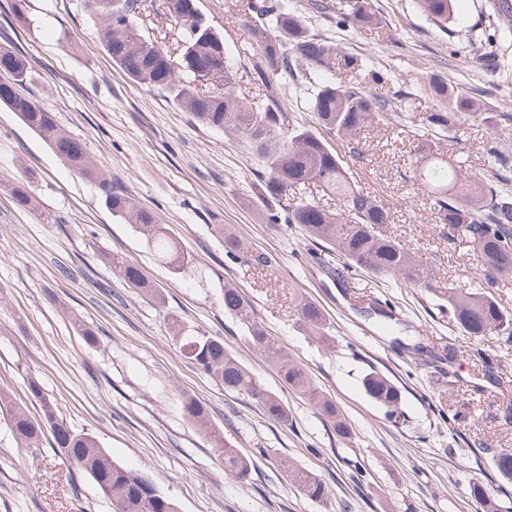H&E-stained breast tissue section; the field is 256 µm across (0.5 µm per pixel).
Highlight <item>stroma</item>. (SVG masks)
Returning <instances> with one entry per match:
<instances>
[{"label":"stroma","instance_id":"35a3bbf8","mask_svg":"<svg viewBox=\"0 0 512 512\" xmlns=\"http://www.w3.org/2000/svg\"><path fill=\"white\" fill-rule=\"evenodd\" d=\"M247 2L199 0L204 20L236 58L240 96L255 93L247 76ZM293 2L311 32L371 57L388 77L385 93L404 97L405 121L435 108L416 77L479 90L484 112L457 127L455 151L466 176H488L490 146L512 152V127L494 129L485 119L489 111L512 113V81H501L476 56L494 28H512V17L492 13L491 0H454L444 30L414 0H374L382 24L358 32L338 30L335 17L310 16L309 0ZM99 26L85 0H0V44L11 43L33 69L27 94L55 112L93 163L170 228L190 261L172 273L132 225L107 211L94 184L0 108V390L35 414L28 383L38 382L73 430L97 436L114 462L147 472L179 512H482L470 494L475 482L512 508V480L494 467L497 456L512 454V343L494 331L461 332L420 289L366 272L338 283L330 267L311 258L313 244L298 226L264 222L255 203L258 157L129 81L106 53ZM362 138L364 155L350 170L359 186L390 205L388 232L445 283H474L473 252L449 243L431 199L408 180L406 135L375 124ZM27 172L35 176V211L11 193ZM220 224L277 257L278 294L269 293L264 272L226 258ZM105 252L141 266L155 294L127 286L101 262ZM228 283L242 290L257 321L306 367L314 386L336 401L350 437H336L313 404L284 389L277 369L245 342L239 321L224 312ZM299 295L324 309L335 350L297 324ZM382 295L397 302L405 320L392 335L377 331L365 313L369 300ZM76 315L97 343L81 336ZM200 332L223 338L280 394L288 424L216 385L185 358L179 336ZM417 342L425 355L408 352ZM370 365L401 386L405 423L390 421L365 395L359 377ZM188 395L252 459L249 479L225 476L212 441L183 415ZM477 438L483 448L474 447ZM286 461L322 479L329 500H310L289 480ZM0 512H112V505L50 446L23 447L0 411Z\"/></svg>","mask_w":512,"mask_h":512}]
</instances>
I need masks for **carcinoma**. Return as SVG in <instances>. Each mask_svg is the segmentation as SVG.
Here are the masks:
<instances>
[{"label":"carcinoma","instance_id":"obj_1","mask_svg":"<svg viewBox=\"0 0 512 512\" xmlns=\"http://www.w3.org/2000/svg\"><path fill=\"white\" fill-rule=\"evenodd\" d=\"M87 2L92 13L100 16L104 49L131 81L166 95L201 124L224 131L257 153L261 162L257 172L258 201L265 205L264 223L299 225L306 238L320 246V252L342 259L341 270L336 272L341 282L361 270L409 284L441 300V310L448 311L464 333L482 336L494 330L512 342V311L491 292L502 277L512 274V156L490 148L492 175L482 181L467 179L461 162L444 153V143L454 139L452 131L457 122L480 107L468 89H450L445 81H428L423 90L442 109L425 112L415 127L401 129L412 140L410 179L433 197L440 223L448 225V240L467 244L477 257L478 287L458 288L441 284L399 238L381 231L383 225L390 223V207L353 180L345 156L332 144L335 137L349 139L350 158L359 159L363 144L355 138L357 131L382 117L398 127L401 113L393 109L389 99L363 82H338L327 76L336 67L360 71L367 61L340 51L334 38L311 33L304 16L290 0H253L248 6L253 15L245 27L255 48L250 79L258 86L257 102L241 98L232 90L236 63L224 45V36L201 19L197 0H164L167 13L181 26L178 54L141 33L137 19L145 0H121L108 13L99 10L96 0ZM416 5L441 27L452 18L453 0H416ZM378 23L372 0H345L339 20L341 29L357 31ZM301 77L306 79L303 94L315 119L313 128L295 120L277 99L282 85H297ZM31 80L26 57L10 46H0V107L15 113L73 171L97 182L103 204L112 216L132 225L158 258L173 273H179L185 255L177 241L120 185L94 167L83 144L59 127L55 113L22 92ZM209 81L224 87V92L207 89ZM311 184L340 196L341 209L332 211L320 206L306 194ZM30 186V178L24 177L12 187L15 198L24 206L33 204ZM318 253H313V258H318ZM104 259L128 286L148 288L138 266L115 255ZM249 262L270 276L278 266L273 255L263 252L250 255ZM224 312L241 322L245 339L278 367L289 388L312 397L337 436L350 435V426L336 402L316 394L306 369L281 354L238 289H224ZM368 313L401 322L397 306L386 297L371 300ZM295 316L299 326L316 341L330 349L335 347L325 314L317 303L299 301ZM180 349L202 374L226 390L255 400L268 418L288 423V405L265 388L224 347L222 339L202 333L184 336ZM361 386L388 418L403 415L401 387L377 367H368ZM28 390L41 403L42 416L38 420L10 407L7 396L0 392V407L10 409L12 431L26 447L37 448L46 441L62 458L75 461L110 501L113 512H177V505L155 487L146 473L115 463L96 437L77 433L60 419L56 405L38 383L29 381ZM182 409L203 433H212L203 403L189 398L183 401ZM215 447L225 474L238 480L250 476L249 459L220 437L215 439ZM288 473L309 499H326L328 490L321 479L293 465L288 466ZM472 493L483 503L484 512H501L502 505L488 496L483 486L473 485Z\"/></svg>","mask_w":512,"mask_h":512}]
</instances>
